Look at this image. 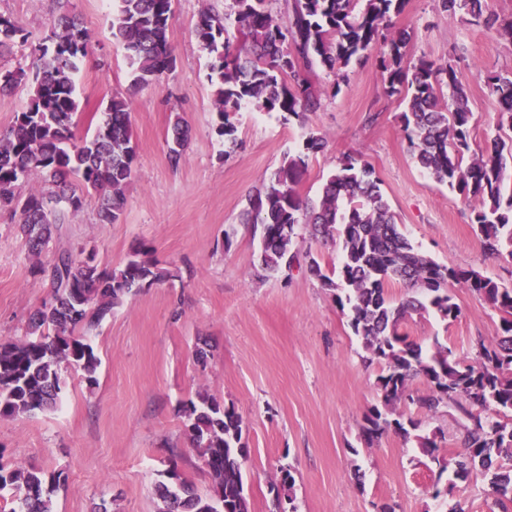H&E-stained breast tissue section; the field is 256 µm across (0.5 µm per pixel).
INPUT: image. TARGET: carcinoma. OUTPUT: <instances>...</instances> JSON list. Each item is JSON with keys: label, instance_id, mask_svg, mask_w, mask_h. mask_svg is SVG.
Segmentation results:
<instances>
[{"label": "carcinoma", "instance_id": "carcinoma-1", "mask_svg": "<svg viewBox=\"0 0 512 512\" xmlns=\"http://www.w3.org/2000/svg\"><path fill=\"white\" fill-rule=\"evenodd\" d=\"M270 2L230 0L224 16L209 11L199 16L196 36L214 56L211 82L220 135L236 142L232 118L248 106L304 124L305 115L320 105L310 78L313 64L334 74L337 94L351 80V65L364 63L379 46L385 90L405 102L400 119L417 164L434 182L477 200L471 223L485 251L512 259V190L504 187L512 140L498 136L473 146V113L456 61L421 57L413 66L405 65L411 33L386 31L406 0H292L285 26ZM439 7L512 41V17L496 13L491 0H439ZM172 19V0H113L109 29L127 53L132 87L157 84L175 70L168 41ZM230 22L240 34L236 41L228 34ZM18 41H27L23 29L0 16V53ZM48 41L39 46L28 69L0 72L1 92L23 81L31 89L26 107L0 136V209L19 216L27 251L35 259L31 274L49 281L53 292L32 313L26 339L0 341V417L55 408L62 371L69 368L96 382L99 360L86 333L125 297L168 276L139 258L140 250L116 268H102L93 255L81 259L66 249L54 252L48 262L41 260L52 235L60 232L68 214L83 208L90 191L100 195L99 223H118L136 159L129 100L122 95L112 96L92 137L76 139V75L89 54L87 31L63 15ZM488 89L500 105L498 127H511L512 79L494 75ZM172 133L175 146L167 159L177 168L184 159L187 127L178 119ZM302 139L303 149L287 154L249 203L247 223L259 236L260 267L275 274L299 261L294 241L300 227L316 239L341 244L340 265L327 273L311 254L306 257L323 287L346 291L354 334L363 340L370 360L382 367L376 378L382 407L374 406L364 416L365 440L371 444L390 431L410 437L413 420L389 417L398 403L434 413L454 407L465 418L459 437L463 451L448 458L442 469L457 479L482 471L489 476L495 504L504 507V501L512 502V419L507 415L512 412V287L474 268L450 267L420 253L401 232L373 169L351 155L329 172L316 200L303 199L297 186L324 139L312 131ZM31 179L46 187L20 195L19 182ZM396 281L420 290L422 298L391 302L385 284ZM453 283L466 285L491 304L507 333L494 343L477 341L472 357H461L438 340L425 353L398 332L399 322L413 312L430 310L443 321L456 320L461 309L449 289ZM417 378L427 381L430 392L420 396L412 390ZM182 413L214 484L202 495L176 470L161 474L154 486L162 503L159 512H225L233 499L246 498L239 461L243 419L234 407L205 394L186 403ZM63 481L59 472L47 476L0 464V492L11 490V507L0 504V509L55 512L52 496Z\"/></svg>", "mask_w": 512, "mask_h": 512}]
</instances>
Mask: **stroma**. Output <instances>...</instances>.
<instances>
[{
    "mask_svg": "<svg viewBox=\"0 0 512 512\" xmlns=\"http://www.w3.org/2000/svg\"><path fill=\"white\" fill-rule=\"evenodd\" d=\"M228 6V0H172L176 68L160 85L135 89L125 52L110 35L105 0H0V15L28 36L0 57L2 70L29 66L61 11L87 30L89 56L77 78L78 136L93 133V115L113 94L127 95L130 103L137 156L123 214L118 223H98L97 199L88 197L81 211L67 216L60 246L94 254L113 268L143 245L148 259L170 273L90 332L101 361L95 385L68 371L56 408L0 418V463L63 471L56 512H94L101 504L107 512H158L152 484L168 465H177L198 492L212 487L181 413L185 403L206 394L234 405L244 420L242 475L250 512H276L272 486L286 470L294 478L292 512H381L385 505L392 512H450L459 501L468 512H500L482 473L452 479L442 470V460L461 450L458 412L395 407L417 422L418 435L442 434L437 458L426 456L416 437L389 433L366 443L363 418L381 402L379 365L353 334L348 311L315 276L295 267L263 276L245 212L264 178L298 149L306 127L327 144L309 158L298 186L303 198L317 199L339 158L359 156L374 168L402 231L420 252L506 285L512 284V262L484 251L471 222L472 202L416 165L400 121L403 106L386 94L375 59L356 67L336 95L333 74L315 66L321 107L304 121L238 112L237 145L228 147L217 132L213 57L195 35L202 10L221 14ZM392 21L394 30L413 35L406 65L463 48L473 140L512 138V128H498V103L486 88L489 76L512 77L511 41L465 16H448L436 0H406ZM177 115L188 142L184 162L174 168L167 153ZM370 115L375 123H367ZM17 222L0 210V339L23 337L29 315L52 296L49 282L30 272ZM452 294L461 308L457 320L414 314L401 322L400 333L422 348L438 341L461 354L471 352L476 339L502 336L488 302L462 284ZM199 348L206 353L201 362Z\"/></svg>",
    "mask_w": 512,
    "mask_h": 512,
    "instance_id": "35a3bbf8",
    "label": "stroma"
}]
</instances>
